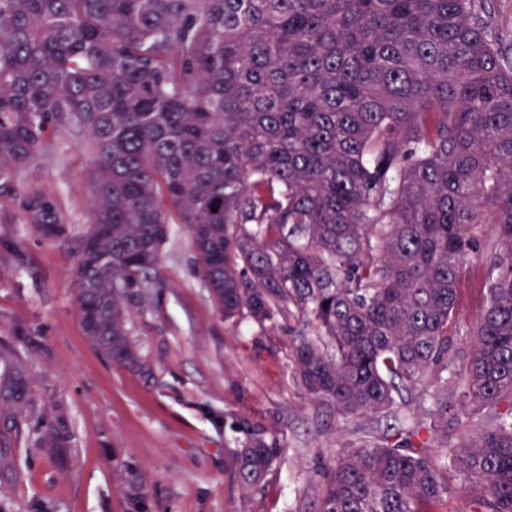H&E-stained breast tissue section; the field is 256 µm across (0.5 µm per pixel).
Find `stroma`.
<instances>
[{"label": "stroma", "mask_w": 512, "mask_h": 512, "mask_svg": "<svg viewBox=\"0 0 512 512\" xmlns=\"http://www.w3.org/2000/svg\"><path fill=\"white\" fill-rule=\"evenodd\" d=\"M88 138L71 129L20 181L55 196L75 233L89 225ZM72 244L42 239L13 209L0 208V341L13 326L43 336L47 351L24 354L35 408L18 449L0 442L12 463L0 474V512H133L123 466L149 477L150 512H313L321 472L345 449L375 441L386 426L411 427L424 405L396 415L343 417L314 402L289 369L287 327L264 331L224 320L198 273L186 225L171 227L155 277L158 287L132 308L131 336L147 372L114 364L86 341L76 310ZM483 260L468 259L460 284L459 325L448 359V445L462 443L470 417L457 376L485 295ZM73 432L67 462L38 437L55 403ZM262 420L283 455L262 484L242 496L230 452L245 436L239 417Z\"/></svg>", "instance_id": "stroma-1"}]
</instances>
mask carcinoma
<instances>
[{
    "instance_id": "obj_1",
    "label": "carcinoma",
    "mask_w": 512,
    "mask_h": 512,
    "mask_svg": "<svg viewBox=\"0 0 512 512\" xmlns=\"http://www.w3.org/2000/svg\"><path fill=\"white\" fill-rule=\"evenodd\" d=\"M488 0H0V204L74 243L88 342L147 372L131 308L170 225H187L224 318L296 320L293 378L346 417L388 416L448 371L464 261L488 266L462 364L472 433L426 421L325 466L315 512H444L448 466L470 512H512V58ZM72 127L92 159L90 227L20 175ZM500 249L484 252L482 225ZM28 353L43 337L9 332ZM0 352L1 437L28 441L26 367ZM247 495L281 455L243 417ZM40 442L66 455L65 411ZM444 450L437 457L429 443ZM135 512L147 476L125 467Z\"/></svg>"
}]
</instances>
